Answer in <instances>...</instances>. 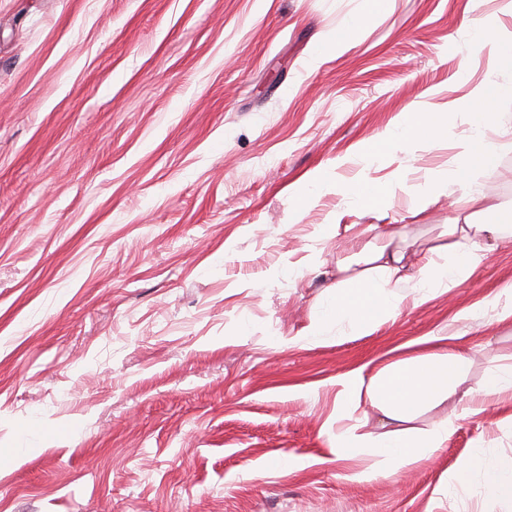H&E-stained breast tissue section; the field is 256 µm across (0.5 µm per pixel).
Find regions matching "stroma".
<instances>
[{
    "mask_svg": "<svg viewBox=\"0 0 512 512\" xmlns=\"http://www.w3.org/2000/svg\"><path fill=\"white\" fill-rule=\"evenodd\" d=\"M350 47L314 59L353 19ZM503 0H0V512H512L480 450L512 463V236L463 281L401 283L368 336L326 315L336 267L364 248L439 246L460 218L451 176L485 81ZM428 134L394 159L362 146L407 107ZM403 186L384 210L341 192L298 209L327 172ZM512 211V148L473 167ZM479 308L477 317L459 311ZM457 337L472 367L407 434L447 429L431 456L390 468L388 424L339 378ZM359 441L335 449L337 434ZM481 390L485 396L512 391V366L501 367L492 372Z\"/></svg>",
    "mask_w": 512,
    "mask_h": 512,
    "instance_id": "35a3bbf8",
    "label": "stroma"
}]
</instances>
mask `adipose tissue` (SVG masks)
<instances>
[{
    "instance_id": "1",
    "label": "adipose tissue",
    "mask_w": 512,
    "mask_h": 512,
    "mask_svg": "<svg viewBox=\"0 0 512 512\" xmlns=\"http://www.w3.org/2000/svg\"><path fill=\"white\" fill-rule=\"evenodd\" d=\"M505 98H512V85L489 82L474 93L470 104L471 134L453 173L454 183L468 184L473 166L491 169L497 164L498 148L487 139L486 129L494 107ZM428 125L427 113L409 109L401 113L390 131L367 142L365 150L373 156L386 155L397 144L419 138ZM500 231L497 224L447 225L445 233L450 238L447 245L450 259L434 268L432 283H455L465 279L484 251L486 240L496 237ZM404 259V253L376 247L365 256L366 270L351 274L346 266H338L340 278L334 292V312L351 317L361 334H371L398 308L399 300L391 287L405 278ZM430 339L438 346L436 352L399 360L370 376L361 367L345 374L339 380L342 395L349 400L368 396L388 421L404 423L412 420L427 400L453 394L459 379L466 374L470 360L453 350L447 337L434 333ZM444 438L441 432L423 440L395 437L381 443L380 454L393 466L404 467L432 454Z\"/></svg>"
}]
</instances>
